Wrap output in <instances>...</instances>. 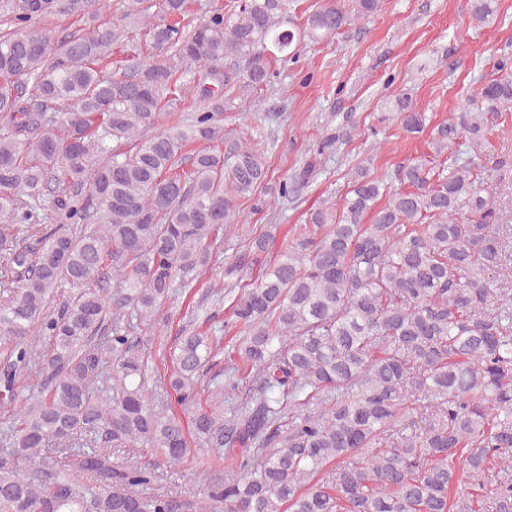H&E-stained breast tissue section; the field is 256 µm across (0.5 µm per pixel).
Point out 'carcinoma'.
Wrapping results in <instances>:
<instances>
[{
  "label": "carcinoma",
  "instance_id": "carcinoma-1",
  "mask_svg": "<svg viewBox=\"0 0 512 512\" xmlns=\"http://www.w3.org/2000/svg\"><path fill=\"white\" fill-rule=\"evenodd\" d=\"M107 2L0 4L16 27L0 36V405L36 376L45 388L14 409L0 512H512V228L469 164L417 160L397 188L357 167L284 251L264 259L275 224L251 238L212 283L216 307L240 290L237 344L226 352L184 322L160 353L173 367L166 396L149 392L135 350L170 292L217 264L238 201L268 205L272 140L212 146L224 100L271 83L272 61L297 60L382 0H329L291 29L289 0H233L198 23L191 0H126L101 25ZM49 14L97 29L55 45ZM494 14V0H473L477 24ZM128 19L156 60L108 71ZM496 71L470 112L433 128L434 156L463 137L482 148L487 114L512 108L508 62ZM191 91L198 111L152 131ZM389 111L409 134L428 124L405 93ZM191 144L202 148L186 166ZM67 285L79 292L52 308ZM224 353V379L203 385ZM248 380L253 392L233 401ZM193 444L211 452L202 497L154 488L156 463L112 460L145 446L175 467ZM234 447L244 453L226 470ZM462 461L480 490L494 468L504 480L465 495ZM81 476L95 490L80 491Z\"/></svg>",
  "mask_w": 512,
  "mask_h": 512
}]
</instances>
